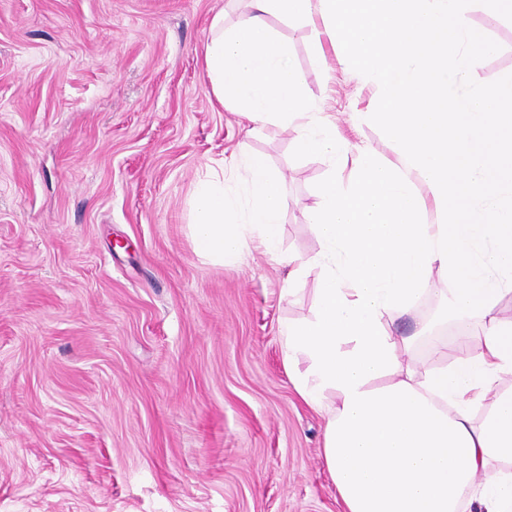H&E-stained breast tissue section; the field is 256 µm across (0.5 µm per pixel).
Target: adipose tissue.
<instances>
[{
	"label": "adipose tissue",
	"mask_w": 512,
	"mask_h": 512,
	"mask_svg": "<svg viewBox=\"0 0 512 512\" xmlns=\"http://www.w3.org/2000/svg\"><path fill=\"white\" fill-rule=\"evenodd\" d=\"M233 28L211 22L204 67L216 101L250 121L294 127L304 154L331 171L308 212L315 261L292 257L288 281L320 266L317 312L283 326L284 358L301 399L325 419L322 457L344 512H512V79L452 98L487 49L466 0H252ZM320 20L331 48L379 91L373 120L401 148L394 166L369 150L348 156L314 111L285 40L265 17ZM243 198L210 170L195 190L200 255L237 259L246 238L279 249L281 180L259 154L242 157ZM423 184L438 214L423 219ZM455 288L449 312L480 313L448 360L402 366L412 339L388 319L408 315L433 267ZM309 365L299 369L300 356Z\"/></svg>",
	"instance_id": "ef3b65f1"
}]
</instances>
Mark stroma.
I'll use <instances>...</instances> for the list:
<instances>
[{
	"label": "stroma",
	"instance_id": "stroma-1",
	"mask_svg": "<svg viewBox=\"0 0 512 512\" xmlns=\"http://www.w3.org/2000/svg\"><path fill=\"white\" fill-rule=\"evenodd\" d=\"M249 0H0V512H342L322 460L325 419L296 392L281 329L315 315L317 275L286 286L282 260L319 243L307 213L330 165L216 102L203 66L210 23ZM493 46L465 97L512 78V17L469 0ZM316 111L351 149L389 161L375 88L311 29L270 15ZM268 156L285 205L278 255L199 257L193 189L224 164ZM452 281L396 335L433 325ZM480 315L414 344L410 364Z\"/></svg>",
	"mask_w": 512,
	"mask_h": 512
}]
</instances>
